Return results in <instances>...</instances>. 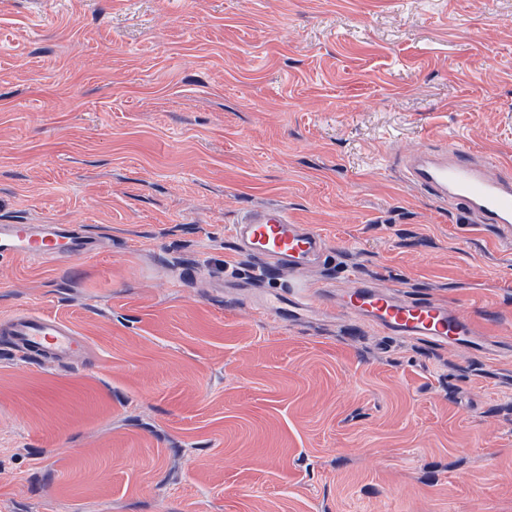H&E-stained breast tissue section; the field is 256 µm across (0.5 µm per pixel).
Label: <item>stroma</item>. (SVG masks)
I'll return each instance as SVG.
<instances>
[{
  "instance_id": "stroma-1",
  "label": "stroma",
  "mask_w": 512,
  "mask_h": 512,
  "mask_svg": "<svg viewBox=\"0 0 512 512\" xmlns=\"http://www.w3.org/2000/svg\"><path fill=\"white\" fill-rule=\"evenodd\" d=\"M449 142L512 169V0H0V224L112 240L0 263V318L87 343L0 345V512H512V244L404 174ZM266 205L331 312H255ZM354 275L496 352L353 324ZM228 230L240 254L260 259L266 279H275L283 269L300 275L320 267L329 253L328 241L317 228L299 224L280 206L249 209ZM0 335L2 344L23 362L64 363L86 348L68 322L32 310L0 319Z\"/></svg>"
}]
</instances>
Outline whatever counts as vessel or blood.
Instances as JSON below:
<instances>
[{
  "label": "vessel or blood",
  "mask_w": 512,
  "mask_h": 512,
  "mask_svg": "<svg viewBox=\"0 0 512 512\" xmlns=\"http://www.w3.org/2000/svg\"><path fill=\"white\" fill-rule=\"evenodd\" d=\"M408 180L462 210L472 224H489L500 238L512 242V176L490 173L485 159L451 144L439 152L407 156ZM230 235L240 254L260 259L267 279L282 270L302 274L322 266L329 253L326 237L315 227L299 223L282 207L244 212L230 225ZM108 240L94 238L65 224H1L0 261L25 259L38 264L64 266L78 257L108 251ZM311 288L297 284L287 307L259 304L266 316L294 314L310 309ZM342 310L350 318L379 333L422 338L443 344H469L492 351L497 341L489 329L454 307L429 299H405L361 279H351L342 294ZM0 344L20 361L62 363L82 352L86 344L66 321L32 310L0 319Z\"/></svg>",
  "instance_id": "obj_1"
}]
</instances>
